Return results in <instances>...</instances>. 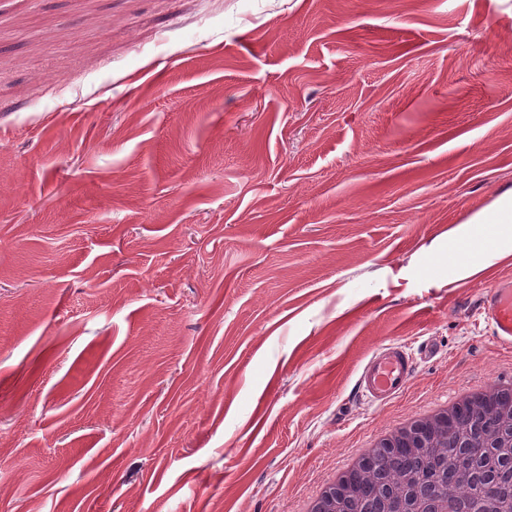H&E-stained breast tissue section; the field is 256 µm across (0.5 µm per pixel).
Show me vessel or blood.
I'll list each match as a JSON object with an SVG mask.
<instances>
[{
	"instance_id": "obj_1",
	"label": "vessel or blood",
	"mask_w": 512,
	"mask_h": 512,
	"mask_svg": "<svg viewBox=\"0 0 512 512\" xmlns=\"http://www.w3.org/2000/svg\"><path fill=\"white\" fill-rule=\"evenodd\" d=\"M479 317L493 339L512 348V280L502 279L482 293ZM412 349L403 342L381 344L360 367L355 389L362 401L379 407L400 396L415 373Z\"/></svg>"
}]
</instances>
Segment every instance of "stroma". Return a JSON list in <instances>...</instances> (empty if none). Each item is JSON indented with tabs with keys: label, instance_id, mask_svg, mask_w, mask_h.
Instances as JSON below:
<instances>
[{
	"label": "stroma",
	"instance_id": "stroma-1",
	"mask_svg": "<svg viewBox=\"0 0 512 512\" xmlns=\"http://www.w3.org/2000/svg\"><path fill=\"white\" fill-rule=\"evenodd\" d=\"M511 190L512 0H0V512H297L512 379ZM464 224H490L502 231L504 235H512V191L503 194L491 208L479 211ZM479 317L493 339L512 348V280L502 279L482 293ZM415 366L412 349L405 342L383 343L360 367L356 393L369 406H383L406 390Z\"/></svg>",
	"mask_w": 512,
	"mask_h": 512
}]
</instances>
